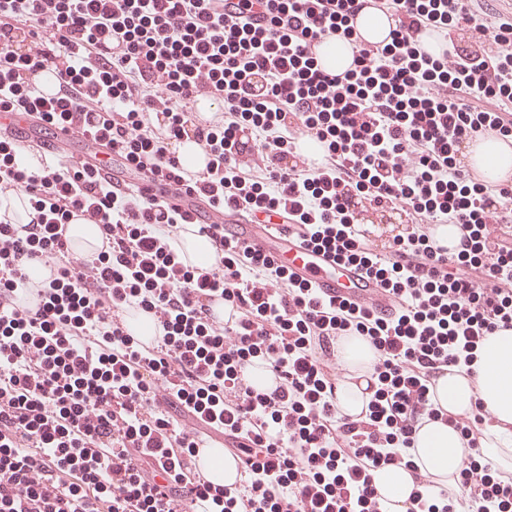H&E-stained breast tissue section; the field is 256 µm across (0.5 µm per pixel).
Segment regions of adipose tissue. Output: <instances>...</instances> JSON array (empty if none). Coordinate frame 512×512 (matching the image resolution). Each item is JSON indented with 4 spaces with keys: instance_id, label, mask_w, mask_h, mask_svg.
Instances as JSON below:
<instances>
[{
    "instance_id": "1",
    "label": "adipose tissue",
    "mask_w": 512,
    "mask_h": 512,
    "mask_svg": "<svg viewBox=\"0 0 512 512\" xmlns=\"http://www.w3.org/2000/svg\"><path fill=\"white\" fill-rule=\"evenodd\" d=\"M469 162L479 164L486 180L498 181L512 171V147L487 138L466 151ZM475 378L451 372L436 386L438 403L455 413L470 411L474 400L499 421L512 424V330L487 337L474 362ZM415 448L421 464L443 481L456 478L465 454L460 435L440 423L423 425L416 435Z\"/></svg>"
}]
</instances>
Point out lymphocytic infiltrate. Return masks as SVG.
Returning a JSON list of instances; mask_svg holds the SVG:
<instances>
[{
    "label": "lymphocytic infiltrate",
    "mask_w": 512,
    "mask_h": 512,
    "mask_svg": "<svg viewBox=\"0 0 512 512\" xmlns=\"http://www.w3.org/2000/svg\"><path fill=\"white\" fill-rule=\"evenodd\" d=\"M365 3L0 0L1 113L76 126L130 174L206 207L275 212L393 304L322 295L204 214L114 183L89 158L30 169L40 139L0 135V512H389L373 473L399 466L413 479L405 512H512V472L482 448L496 418L482 401L457 414L435 397L484 337L512 329V186L473 180L460 157L474 138L512 137V16L491 21L490 0H378L390 42L356 45L343 73L321 69L311 46L351 41ZM431 32L437 56L420 46ZM48 71L52 100L34 81ZM202 97L217 106L205 121ZM185 137L209 168L183 166ZM387 207L406 230L370 245L360 222ZM75 220L98 227L94 253L60 234ZM438 224L458 226L454 253ZM188 231L208 240L206 261L187 259ZM215 295L229 305L220 322ZM132 307L150 347L124 325ZM349 336L376 352L350 416L336 405ZM256 364L274 390L252 385ZM428 422L463 441L457 499L414 459ZM217 436L245 463L230 485L192 460Z\"/></svg>",
    "instance_id": "f902f5d3"
}]
</instances>
